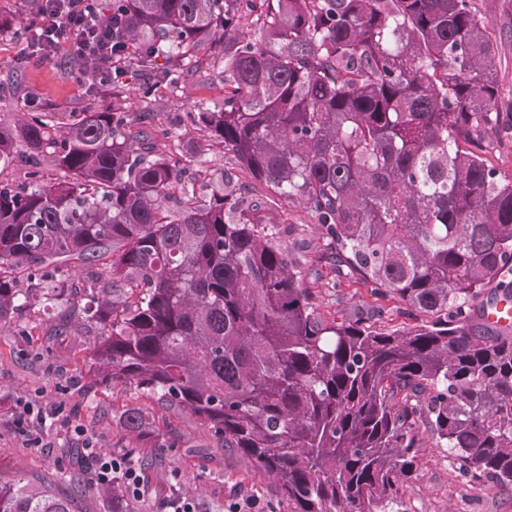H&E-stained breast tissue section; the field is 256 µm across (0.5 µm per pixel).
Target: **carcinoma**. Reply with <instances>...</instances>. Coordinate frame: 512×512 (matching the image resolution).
<instances>
[{
  "label": "carcinoma",
  "instance_id": "cac0c4a2",
  "mask_svg": "<svg viewBox=\"0 0 512 512\" xmlns=\"http://www.w3.org/2000/svg\"><path fill=\"white\" fill-rule=\"evenodd\" d=\"M112 66L146 95L224 61V108L186 122L316 219L336 280L432 316L328 323L276 233L224 170L113 107L32 108L0 125V321L65 296L78 270L99 330L90 367L205 420L292 512H394L419 431L468 482L512 488V336L474 323L512 299V178L480 141L501 123L489 23L471 0H92ZM244 17L256 38H242ZM59 171L44 182L42 163ZM210 186L196 196L195 184ZM124 428L159 441L127 408ZM0 512H77L51 485L0 482Z\"/></svg>",
  "mask_w": 512,
  "mask_h": 512
}]
</instances>
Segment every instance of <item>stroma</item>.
Here are the masks:
<instances>
[{
	"label": "stroma",
	"mask_w": 512,
	"mask_h": 512,
	"mask_svg": "<svg viewBox=\"0 0 512 512\" xmlns=\"http://www.w3.org/2000/svg\"><path fill=\"white\" fill-rule=\"evenodd\" d=\"M472 7L490 23L502 101L511 106L512 0H472ZM23 46L16 36L0 39V83L14 87L0 95V124L6 126L14 124L28 101L51 112L116 103L133 125L143 113H156L158 123L174 133L159 145L173 153L198 139L185 121L186 112L197 106L215 111L224 103V85L212 66L145 98L137 79L125 78L116 89L95 85L65 54L24 60ZM260 219L276 229L322 320L345 322L375 311L379 317L372 325L377 329L426 321V314L409 310L396 297L371 295L355 280L332 287L331 260L308 209L270 199ZM96 340V328L85 321L80 306L63 300L51 307L37 300L0 322V481L44 480L65 495L67 476L77 473L83 480L78 493L82 512H110L111 502L96 491L94 467L76 470L74 452L89 440L101 451L131 456L141 467L145 491L134 502L138 512H166L165 502L177 494L193 499L198 512H225L229 503L247 497L260 499L262 512H291L272 479L227 452L208 424L190 412L161 406L150 393L90 372ZM128 408L153 419L167 447L132 438L119 419ZM417 461L402 498L405 512H512V491L489 482L466 483L456 461L430 433L420 435Z\"/></svg>",
	"instance_id": "stroma-1"
}]
</instances>
